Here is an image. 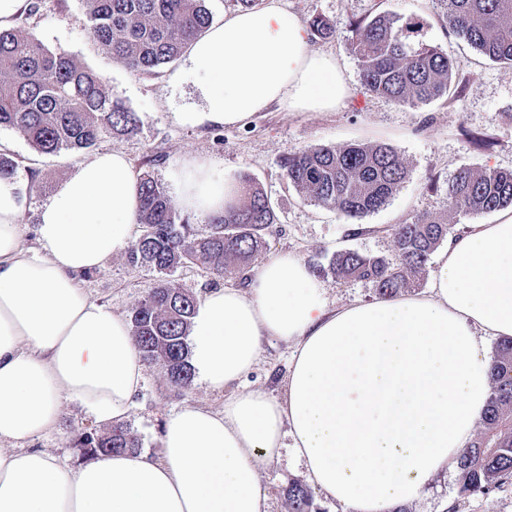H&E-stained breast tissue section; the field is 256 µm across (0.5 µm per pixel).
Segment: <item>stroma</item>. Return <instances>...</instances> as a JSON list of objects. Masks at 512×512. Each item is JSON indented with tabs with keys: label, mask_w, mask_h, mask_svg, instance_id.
Here are the masks:
<instances>
[{
	"label": "stroma",
	"mask_w": 512,
	"mask_h": 512,
	"mask_svg": "<svg viewBox=\"0 0 512 512\" xmlns=\"http://www.w3.org/2000/svg\"><path fill=\"white\" fill-rule=\"evenodd\" d=\"M34 2L37 12L22 14L15 27L32 31L48 49L66 50L103 75L109 93L137 112L141 123L135 134L108 137L78 153L56 154L36 153L17 133L0 129V153L18 163L15 181L24 194L21 224L26 245L35 243L37 213L54 188L76 164L96 154L122 152L135 176L147 173L166 186L185 158L207 157L232 175L254 177L276 209L279 230L269 236L252 270H259L277 254L292 253L324 283L330 306L370 302L377 298L372 284L345 282L331 273L329 260L334 253L353 249L392 256L388 226L416 213L447 214L448 181L458 168L512 169V66L486 60L449 33L440 0H281L282 7L302 22L320 16L331 24L333 38L310 39L309 49L335 59L353 91L352 98L330 112H288L274 105L256 113L244 127L202 128L183 127L172 119L173 113L207 106L185 58L152 74L133 72L90 37L82 0ZM379 13L415 21L414 41L438 47L454 60V80L464 86L463 102L442 99L402 107L364 93L350 50L351 30L356 20ZM379 143L397 149L407 177L383 208L358 225L345 223L330 207L306 200L281 177L280 163L287 152L319 145ZM156 277L150 267L131 266L121 252L100 270L82 277L80 285L94 301L126 314L145 298ZM291 352L283 341L264 339L260 361L244 379L243 388H261L283 397ZM146 376V386L127 421L143 451L159 452L162 424L182 405L198 404L213 411L224 407L223 395L210 391L201 380H194L183 393L168 384L158 365L147 364ZM91 426L81 407L70 403L58 430L35 440L34 445L77 467L82 459L73 446V436ZM283 443L279 462L258 470L269 512H287L289 482L308 480L291 448V438H284ZM408 508L410 512H512V481L489 494L461 498L456 494L454 473L444 470Z\"/></svg>",
	"instance_id": "obj_1"
}]
</instances>
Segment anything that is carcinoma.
Returning <instances> with one entry per match:
<instances>
[{"mask_svg":"<svg viewBox=\"0 0 512 512\" xmlns=\"http://www.w3.org/2000/svg\"><path fill=\"white\" fill-rule=\"evenodd\" d=\"M206 0H84L95 41L130 70L153 73L168 65L210 26ZM448 30L488 60L512 65V0H442ZM416 24L387 14L357 21L351 51L365 92L397 105L428 104L448 95L454 65L428 44H414ZM314 37L334 31L321 16L309 22ZM140 117L109 94L103 76L64 50L46 48L31 32L0 30V128L14 130L42 154L79 152L104 137L135 132ZM282 176L312 202L330 206L355 224L384 207L403 184L407 169L387 144L325 145L286 154ZM137 224L142 233L128 260L159 274L144 300L132 309V336L143 359L161 364L168 383L191 385L194 370L187 344L197 298L169 277L201 262L210 274L246 282L255 256L267 247L278 216L253 178L241 179V203L205 220L200 229L173 207L166 188L149 176L140 180ZM512 207V170L459 168L448 181V209L479 215ZM394 257L355 250L336 252L330 270L346 282H368L378 297L414 287L432 254L454 233L448 217L418 213L390 226ZM84 459L134 451L139 442L125 424L100 432L85 429L73 442ZM461 497L487 494L512 479V338L499 340L491 356L487 409L455 467ZM288 512H317L311 490L293 481Z\"/></svg>","mask_w":512,"mask_h":512,"instance_id":"obj_1","label":"carcinoma"}]
</instances>
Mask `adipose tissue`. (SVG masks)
Returning a JSON list of instances; mask_svg holds the SVG:
<instances>
[{
	"label": "adipose tissue",
	"mask_w": 512,
	"mask_h": 512,
	"mask_svg": "<svg viewBox=\"0 0 512 512\" xmlns=\"http://www.w3.org/2000/svg\"><path fill=\"white\" fill-rule=\"evenodd\" d=\"M189 62L209 108L173 113L183 127H242L274 104L327 112L351 95L278 0L210 25ZM172 180L199 220L243 194L201 158L183 160ZM139 205L126 156L97 154L50 195L29 247L24 199L0 180V512H267L257 467L278 461L287 436L343 512H393L455 467L487 404L483 341L512 337L511 209L450 235L421 295L332 308L323 282L288 252L249 292L212 289L192 318V361L224 408L171 413L159 455L118 452L74 468L32 447L70 402L96 424L123 422L146 384L127 317L78 284L133 244ZM267 337L293 346L281 399L237 388Z\"/></svg>",
	"instance_id": "ef3b65f1"
}]
</instances>
